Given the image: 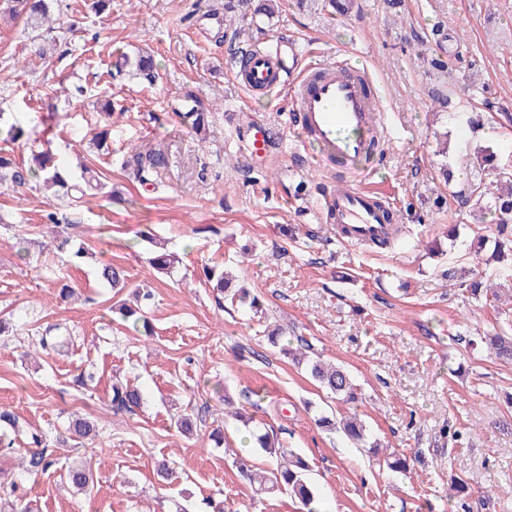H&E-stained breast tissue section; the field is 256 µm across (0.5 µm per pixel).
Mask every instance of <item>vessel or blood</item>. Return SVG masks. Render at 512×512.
Masks as SVG:
<instances>
[{
  "mask_svg": "<svg viewBox=\"0 0 512 512\" xmlns=\"http://www.w3.org/2000/svg\"><path fill=\"white\" fill-rule=\"evenodd\" d=\"M370 74L357 70L347 57L305 68L286 64L282 47L255 49L247 66L237 72L238 84L252 97L268 94L284 83H292L293 117L305 139L316 142L323 158L346 162L354 175L369 154L376 128L375 114L381 106L370 87ZM268 130L259 124L248 127L246 149L266 152ZM387 200L361 187H341L328 192L324 210L341 239L360 245L386 237L389 229Z\"/></svg>",
  "mask_w": 512,
  "mask_h": 512,
  "instance_id": "obj_1",
  "label": "vessel or blood"
}]
</instances>
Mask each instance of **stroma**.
<instances>
[{
    "label": "stroma",
    "instance_id": "35a3bbf8",
    "mask_svg": "<svg viewBox=\"0 0 512 512\" xmlns=\"http://www.w3.org/2000/svg\"><path fill=\"white\" fill-rule=\"evenodd\" d=\"M91 3L61 0L65 26L46 59L23 20L0 18V126L26 131L12 159L27 166L48 145L73 176L87 166L103 186L68 212L72 246L89 252L76 265L49 245L39 178L0 183V407L24 425L0 424V512L17 495L38 512H302L285 490L255 497L231 463L233 452L266 463L224 414L223 396L241 406L254 392L255 425L307 460L325 512H454V476L470 512H512V362L459 342L512 325V277H493L473 247L495 238L498 215L470 194L497 179L480 167L481 149L512 171V0H355L335 14L281 0L272 19L232 23L224 0ZM281 40L296 42L298 66L343 55L373 75L387 129L380 168L361 184L396 209L402 231L390 248L346 243L323 222V189L349 173L300 146L289 94L252 99L239 88L236 51ZM141 48L154 57L149 79L119 65ZM187 91L209 109L206 138L183 122ZM252 120L271 131L260 156L244 148ZM105 128L104 147L89 149ZM140 145L169 159L145 184L122 168ZM159 246L174 257L166 273L149 265ZM108 263L124 271L122 290L98 279ZM207 267L239 276L261 311L225 300ZM476 274L492 277L495 295H471ZM65 284L72 297H61ZM136 291L150 295L139 303L149 336L112 320L111 305ZM53 325L64 343L38 350ZM276 326L345 368L358 402L326 397L281 356L267 340ZM117 379L138 387L140 408L112 410ZM351 413L376 447L316 423ZM181 415L192 434L175 427ZM75 418L97 423L94 444L68 436ZM219 425L222 449L209 438ZM447 426L459 443H443ZM37 452L53 464L34 474ZM402 454L406 470L388 468ZM162 459L168 483L154 473ZM86 462L94 484L84 494L66 474Z\"/></svg>",
    "mask_w": 512,
    "mask_h": 512
}]
</instances>
